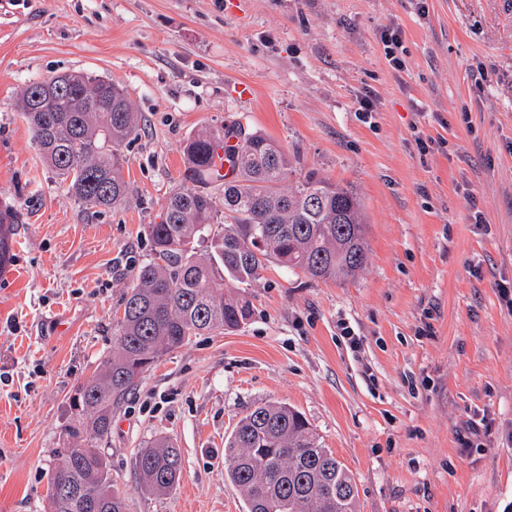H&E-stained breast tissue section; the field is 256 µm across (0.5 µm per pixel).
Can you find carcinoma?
<instances>
[{"label": "carcinoma", "mask_w": 512, "mask_h": 512, "mask_svg": "<svg viewBox=\"0 0 512 512\" xmlns=\"http://www.w3.org/2000/svg\"><path fill=\"white\" fill-rule=\"evenodd\" d=\"M18 109L68 194L98 213L124 203L125 149L141 118L119 85L73 71L29 83ZM220 149L236 172L230 182L214 178ZM183 156L184 184L148 225L150 253L122 299L112 354L70 397L66 441L47 482L50 512H126L101 452L112 412L163 356L244 323L246 287L269 262L314 280L347 279L368 262L360 200L314 170L298 172L271 137L237 121L192 134ZM212 186L224 188L223 199ZM135 470L145 490L167 494L182 478L181 451L158 437L140 448ZM224 472L247 512H357L355 477L286 404L264 403L238 420L224 440Z\"/></svg>", "instance_id": "carcinoma-1"}]
</instances>
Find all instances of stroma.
<instances>
[{
	"instance_id": "stroma-1",
	"label": "stroma",
	"mask_w": 512,
	"mask_h": 512,
	"mask_svg": "<svg viewBox=\"0 0 512 512\" xmlns=\"http://www.w3.org/2000/svg\"><path fill=\"white\" fill-rule=\"evenodd\" d=\"M391 26L400 71L381 43ZM69 71L119 83L144 124L129 197L100 215L15 107ZM235 121L356 194L368 263L341 282L268 264L241 327L145 374L104 449L127 512H246L224 439L263 402L307 417L354 475L358 512H512V0H0V198L17 215L15 275L0 277V512H48L70 397L112 351L183 145ZM419 131L436 147L420 152ZM479 413L488 432L463 449ZM159 435L184 468L156 496L134 459ZM381 42L388 63L393 69L402 70L405 66L399 53V49L402 47V30L399 27H389L383 32Z\"/></svg>"
}]
</instances>
